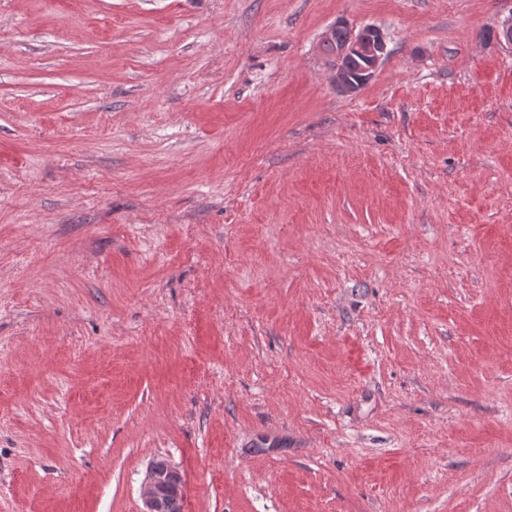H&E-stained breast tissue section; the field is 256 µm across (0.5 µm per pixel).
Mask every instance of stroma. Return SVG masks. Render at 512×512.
Masks as SVG:
<instances>
[{"label":"stroma","instance_id":"obj_1","mask_svg":"<svg viewBox=\"0 0 512 512\" xmlns=\"http://www.w3.org/2000/svg\"><path fill=\"white\" fill-rule=\"evenodd\" d=\"M510 16L0 0V512H512ZM320 45L322 53L331 60L332 65L334 66L336 63L333 69V79L336 87L341 92L352 94L360 91L371 81L385 51L383 34L374 27H369L366 32L361 34H355L350 30L349 37L344 42L336 45V60L333 57L334 47L332 43L324 42ZM363 60L365 61L364 67ZM361 67L363 68L357 75H350L357 72ZM167 471L178 469L167 460L154 459L147 467L141 486L143 508L140 512H182V496H169L163 505L166 493Z\"/></svg>","mask_w":512,"mask_h":512}]
</instances>
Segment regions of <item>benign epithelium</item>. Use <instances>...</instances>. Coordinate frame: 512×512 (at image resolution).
<instances>
[{
	"mask_svg": "<svg viewBox=\"0 0 512 512\" xmlns=\"http://www.w3.org/2000/svg\"><path fill=\"white\" fill-rule=\"evenodd\" d=\"M384 51L385 41L379 29L370 27L361 34L350 33L344 42L336 45V66L333 69L336 87L344 93L360 91L374 77ZM352 56H359L365 61V66L355 76L343 67V61ZM174 470L176 467L167 460L157 458L150 462L141 486V512H163V501L169 491L167 472Z\"/></svg>",
	"mask_w": 512,
	"mask_h": 512,
	"instance_id": "1",
	"label": "benign epithelium"
}]
</instances>
